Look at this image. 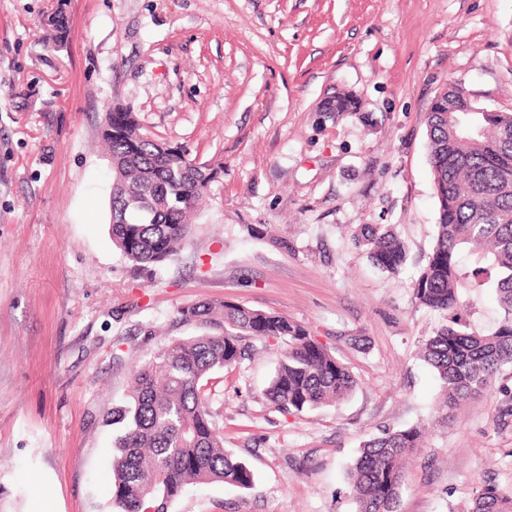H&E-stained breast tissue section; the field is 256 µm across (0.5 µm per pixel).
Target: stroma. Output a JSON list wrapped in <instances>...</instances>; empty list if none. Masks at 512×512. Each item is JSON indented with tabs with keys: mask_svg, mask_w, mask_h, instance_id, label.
Listing matches in <instances>:
<instances>
[{
	"mask_svg": "<svg viewBox=\"0 0 512 512\" xmlns=\"http://www.w3.org/2000/svg\"><path fill=\"white\" fill-rule=\"evenodd\" d=\"M58 7L60 39L44 23ZM454 86L512 112V0H0V512H109L103 415L136 364L198 334L180 309L211 300L302 324L357 387L275 411L272 341L214 372L224 448L254 485H192L168 512H356L363 442L413 426L426 434L397 512H469L486 481L512 491L495 395L440 421L418 356L442 324L412 288L438 222L426 120ZM340 93L355 111H325ZM116 102L217 171L159 267H134L109 235L99 129ZM366 225L404 241L401 273L356 245ZM461 299L470 329L500 320L492 289Z\"/></svg>",
	"mask_w": 512,
	"mask_h": 512,
	"instance_id": "35a3bbf8",
	"label": "stroma"
}]
</instances>
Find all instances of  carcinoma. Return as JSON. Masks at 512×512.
<instances>
[{
    "label": "carcinoma",
    "mask_w": 512,
    "mask_h": 512,
    "mask_svg": "<svg viewBox=\"0 0 512 512\" xmlns=\"http://www.w3.org/2000/svg\"><path fill=\"white\" fill-rule=\"evenodd\" d=\"M456 90L427 120L428 162L438 204L437 236L413 284L416 301L446 315L448 324L421 344L419 355L441 382L445 418L464 402L499 395L497 419L512 426V389L496 386L512 364V112H466ZM99 142L112 159L109 196L112 242L133 265L150 268L183 247L211 177L185 152L161 149L132 113L112 111ZM372 263L389 273L407 261L391 230L365 227L355 237ZM467 247L478 265L463 272L457 252ZM495 290L503 317L491 332L462 321L460 289ZM181 320L206 332L172 341L132 373L128 400L106 416L119 430L112 458V512H167L193 483L243 489L253 473L224 451V438L204 381L214 371L250 358L262 343L286 345L267 388L276 411L298 415L350 397L357 380L326 345L286 316L224 301L180 310ZM418 426L364 442L349 472L357 512H393L404 466L419 448ZM470 512H512V495L483 486Z\"/></svg>",
    "instance_id": "carcinoma-1"
}]
</instances>
